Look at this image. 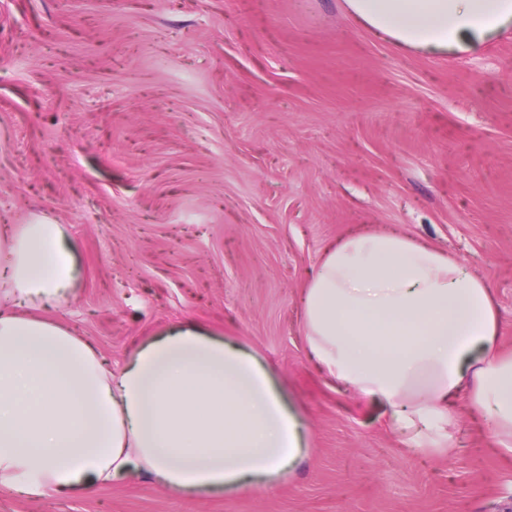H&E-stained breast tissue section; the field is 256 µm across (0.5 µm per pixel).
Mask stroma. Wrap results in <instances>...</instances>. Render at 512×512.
<instances>
[{
    "label": "stroma",
    "instance_id": "1",
    "mask_svg": "<svg viewBox=\"0 0 512 512\" xmlns=\"http://www.w3.org/2000/svg\"><path fill=\"white\" fill-rule=\"evenodd\" d=\"M70 237L69 312L121 369L193 322L248 348L308 451L273 489L191 496L139 476L89 494L0 489V512H512V456L467 396L424 452L306 349L325 251L396 232L491 288L512 355V30L406 49L344 0H0V225Z\"/></svg>",
    "mask_w": 512,
    "mask_h": 512
}]
</instances>
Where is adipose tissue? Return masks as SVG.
Listing matches in <instances>:
<instances>
[{
    "label": "adipose tissue",
    "instance_id": "ef3b65f1",
    "mask_svg": "<svg viewBox=\"0 0 512 512\" xmlns=\"http://www.w3.org/2000/svg\"><path fill=\"white\" fill-rule=\"evenodd\" d=\"M402 46L475 52L512 28V0H345ZM65 228L0 227V485L66 495L146 476L201 495L267 488L307 453L303 419L240 345L191 325L142 345L112 373L90 343L38 317L73 299ZM309 351L337 385L387 407L416 446L443 449L459 392L512 452V358L495 348L488 284L394 232L326 250L303 297Z\"/></svg>",
    "mask_w": 512,
    "mask_h": 512
}]
</instances>
